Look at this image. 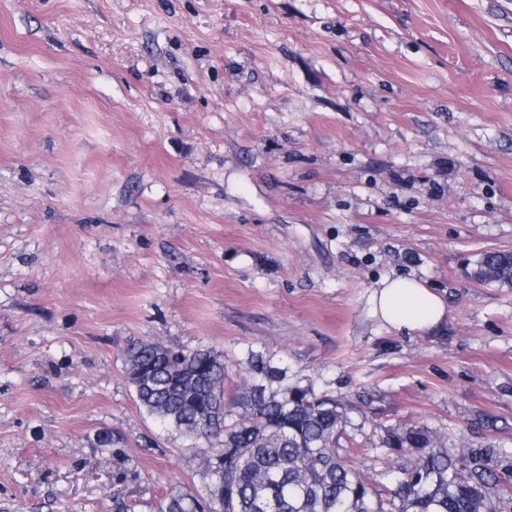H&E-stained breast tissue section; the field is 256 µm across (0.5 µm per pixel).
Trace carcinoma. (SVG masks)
Here are the masks:
<instances>
[{
	"mask_svg": "<svg viewBox=\"0 0 512 512\" xmlns=\"http://www.w3.org/2000/svg\"><path fill=\"white\" fill-rule=\"evenodd\" d=\"M473 278L512 286V253H479ZM241 365L228 394L227 365L211 349L128 347L125 371L142 407L205 443L202 490L172 492L155 512H503L512 503V480L498 475L490 451L460 453L425 424L384 429L379 447L396 460L392 488H378L354 462L364 423L349 404L284 384L260 352Z\"/></svg>",
	"mask_w": 512,
	"mask_h": 512,
	"instance_id": "obj_1",
	"label": "carcinoma"
}]
</instances>
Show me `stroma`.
Wrapping results in <instances>:
<instances>
[{
	"instance_id": "obj_1",
	"label": "stroma",
	"mask_w": 512,
	"mask_h": 512,
	"mask_svg": "<svg viewBox=\"0 0 512 512\" xmlns=\"http://www.w3.org/2000/svg\"><path fill=\"white\" fill-rule=\"evenodd\" d=\"M512 0H0V512L206 481L131 343L248 351L512 466ZM416 278L445 323L371 296ZM111 434L112 443L99 438ZM473 278L481 283L512 286V254L505 250H489L477 254ZM373 310L383 322L399 332L427 333L439 327L446 316L440 295L410 278H386L372 294Z\"/></svg>"
}]
</instances>
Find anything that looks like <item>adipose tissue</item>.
<instances>
[{
    "mask_svg": "<svg viewBox=\"0 0 512 512\" xmlns=\"http://www.w3.org/2000/svg\"><path fill=\"white\" fill-rule=\"evenodd\" d=\"M373 310L393 329L427 333L439 327L446 316L440 295L424 283L410 278H388L372 294Z\"/></svg>",
    "mask_w": 512,
    "mask_h": 512,
    "instance_id": "obj_1",
    "label": "adipose tissue"
}]
</instances>
